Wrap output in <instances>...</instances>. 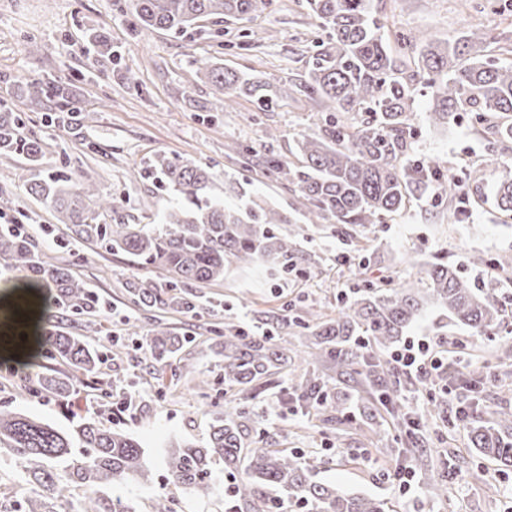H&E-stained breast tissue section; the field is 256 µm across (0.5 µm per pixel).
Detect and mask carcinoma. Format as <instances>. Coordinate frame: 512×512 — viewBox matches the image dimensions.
Listing matches in <instances>:
<instances>
[{"mask_svg":"<svg viewBox=\"0 0 512 512\" xmlns=\"http://www.w3.org/2000/svg\"><path fill=\"white\" fill-rule=\"evenodd\" d=\"M129 2L140 26L184 32L209 19L248 22L266 9L269 0ZM306 8L326 38L315 42L302 79L273 86L258 76H241L217 65L210 66L208 77L222 108L240 97L267 107L294 94L322 105L315 126L297 136L301 165L276 157L266 160L268 175L298 187L307 223L333 219L344 229L374 224L404 210L412 196L427 192H440L453 203L458 186L443 162L406 158L411 116L421 94L428 96L431 124L448 125L456 113L472 112L482 132L496 141L512 140V64H501L488 54L489 35L482 29L471 27L454 40L409 30L399 33L392 47L378 34L371 0H306ZM90 41L101 55L118 60L105 34L93 33ZM26 88L28 98L50 101L57 112L73 109L71 94L56 82L34 78ZM0 154L24 157L30 171L42 158L40 140L24 132V121L16 112L0 111ZM150 167L178 197L158 224L95 223V206L110 208L112 203H103L93 184L71 175L37 176L25 182L29 193L57 213L74 239L129 254L145 269L166 272L163 287L152 280L128 287L131 303L145 311L195 309L192 290L224 279L227 265L262 262L272 276L288 271L295 259V241L277 231L278 225L291 223L286 214L253 200L236 208L224 206V200L212 193L214 173L206 166L159 154ZM495 203L502 213L512 214L511 172L501 179ZM473 263L506 272L512 268V257L487 260L475 255ZM0 266L22 273L8 303L15 314L29 312L33 291L41 292L42 303L63 315L91 316L98 309V299L86 283L71 269L44 261L24 234L0 231ZM429 307L447 319L439 324L443 336L450 325L491 336L504 323L498 289L472 288L453 261L438 257L424 275L411 281L369 282L353 289L334 318L313 324L285 317L268 322L280 330H308L306 339L315 352L304 350L295 356L307 364L313 356L324 367L284 392L283 400L304 415L318 417L335 409L330 390L336 377L356 374L376 394V403L364 406L363 415L374 420L382 406L393 415L395 430L409 433L401 412L400 371L392 353ZM133 334L140 336V363L151 374L187 343L186 337L156 320L133 328ZM209 350L222 364L224 394L235 406L227 413L212 411L204 445L176 442L168 447L164 465L170 484L205 495L212 486L213 466L222 462L232 472L242 471L233 483L230 512H272L278 506H298L306 512H387L385 499L322 483L300 453L273 448L263 436L251 433L249 402L257 397L258 387L288 368V347L280 337L269 330L256 334L227 324L212 338ZM37 356L59 358L69 367L66 373L33 381L32 391L55 401L67 400L86 380L97 378L102 364L90 341L63 330L46 312ZM485 413L491 421L466 427L470 442L481 455L512 467V412ZM414 443L413 449L379 452L413 461L424 439L417 437ZM4 450L20 468L21 483L12 504H0V512H56L54 500L71 487L83 490L75 512H136L106 490L130 477L152 480V465L140 443L94 417L76 415L69 430L59 431L0 401V452Z\"/></svg>","mask_w":512,"mask_h":512,"instance_id":"obj_1","label":"carcinoma"}]
</instances>
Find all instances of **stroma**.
Returning a JSON list of instances; mask_svg holds the SVG:
<instances>
[{
  "mask_svg": "<svg viewBox=\"0 0 512 512\" xmlns=\"http://www.w3.org/2000/svg\"><path fill=\"white\" fill-rule=\"evenodd\" d=\"M372 6L386 41L402 28L451 40L477 26L494 37L492 55L512 48V14L476 12L473 0H373ZM95 30L110 39L121 56L119 63L89 43L88 35ZM322 36L304 0H270L253 21L238 25L212 19L181 33L137 28L128 0H0V107L20 113L26 131L42 140L39 175L71 173L93 183L101 199L114 201V210L101 213L99 223H158L175 201L147 171L159 153L212 167L217 174L214 192L225 206L239 204L238 198L224 193L223 176L229 173L249 198L297 216L303 209L297 186L274 181L263 161L272 154L295 160V136L316 121L318 103L296 95L266 108L242 97L232 108L218 110V92L196 62L208 59L274 84L294 81L304 74L312 45ZM33 77L69 87L76 112H54L49 104L38 105L22 95L26 79ZM428 106L427 98L418 99L407 155L447 161L449 174L461 183L462 221L449 222L446 203L427 193L411 199L406 210L358 228L351 239L327 223L294 224L290 230L299 254L292 271L272 277L260 265L232 266L225 269L223 281L200 289L197 315L158 311V318L188 337L182 355L210 379L212 397L222 396L224 385L207 344L225 324L251 329L259 318L294 319L311 309L335 316L349 289L368 280H403L413 266L440 252H447L472 287L493 284L503 298L512 297V273L494 281L487 267L470 262L474 255L491 259L512 254V217L501 214L494 203L498 182L512 171V143L489 147L469 112L449 126H433ZM241 144L252 147V155L239 153ZM482 161L488 164L483 182L466 183L467 167ZM24 166L23 157L0 156V226L24 229L47 262L70 268L98 294L99 310L73 318L71 330L95 342L106 356L104 380L115 391H136L142 406L140 415L116 412L103 421L131 434L149 452L154 481L145 485L131 479L113 485L110 496L128 500L136 512H151L160 494L175 497L177 512H224V488L231 478L223 468H216L205 496L182 491L165 479V446L205 439L211 408L190 391L186 378L168 369L157 379L137 363L138 340L129 326L142 313L129 303L126 286L147 278L163 283L162 273L143 269L130 255L67 236L51 209L27 194L20 178ZM360 247L380 252L381 262L358 265L353 257ZM448 338L458 344L452 366L413 377L403 393L404 401L420 404L421 434L452 463L447 495H434L425 485L423 459L413 466L417 483L409 492L399 491L392 479L396 464L383 454L398 445L387 420L325 424L283 403L281 389L292 386L295 377L308 376L311 366L299 364L294 374L279 375L277 384L257 399L254 424L278 447L319 459L317 480L348 492L382 496L391 512H504L512 502V470H502L477 453L466 432L456 431L452 422L456 408L464 404L472 406L477 421L483 418V407H512V334L489 340L468 330H452ZM466 360L478 366L475 393L463 385L460 364ZM439 387L449 390L447 403L440 406L428 397L429 389ZM1 399L17 412L60 429L69 427L73 415L99 411L94 387L54 401L22 388L18 377L0 363Z\"/></svg>",
  "mask_w": 512,
  "mask_h": 512,
  "instance_id": "obj_1",
  "label": "stroma"
}]
</instances>
